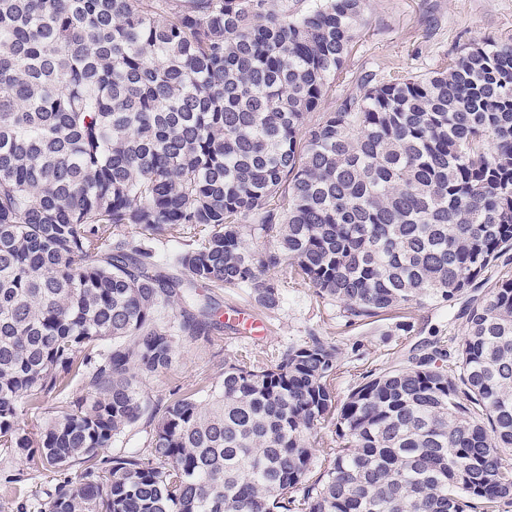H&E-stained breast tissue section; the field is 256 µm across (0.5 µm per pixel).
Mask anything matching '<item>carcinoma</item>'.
Listing matches in <instances>:
<instances>
[{"instance_id": "carcinoma-1", "label": "carcinoma", "mask_w": 512, "mask_h": 512, "mask_svg": "<svg viewBox=\"0 0 512 512\" xmlns=\"http://www.w3.org/2000/svg\"><path fill=\"white\" fill-rule=\"evenodd\" d=\"M368 6L0 0V448L52 474L38 512H512V38L322 112ZM276 269L362 327L480 296L342 398L310 329L149 405L224 331L199 289L271 314Z\"/></svg>"}]
</instances>
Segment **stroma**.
<instances>
[{
    "label": "stroma",
    "instance_id": "stroma-1",
    "mask_svg": "<svg viewBox=\"0 0 512 512\" xmlns=\"http://www.w3.org/2000/svg\"><path fill=\"white\" fill-rule=\"evenodd\" d=\"M492 37H512V0H370L367 24L346 68L354 75L377 66L422 74L441 67L470 43ZM269 325L259 346L288 344L311 328L326 330L347 346L362 341L371 354L381 346L371 327L345 326L337 321L335 308L317 302L310 288L290 283L284 288L283 306ZM240 342V335L226 332L208 344L185 343L170 369L144 380L145 399L153 403L175 389H198L219 381L225 357ZM22 466L19 459L0 453V512H12L18 498L50 489L36 472L27 481L8 482V475Z\"/></svg>",
    "mask_w": 512,
    "mask_h": 512
}]
</instances>
